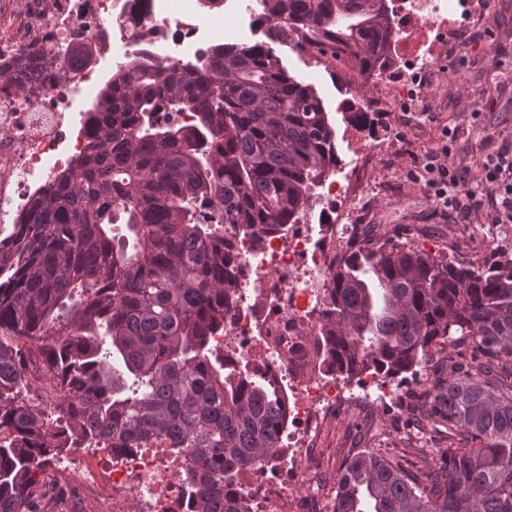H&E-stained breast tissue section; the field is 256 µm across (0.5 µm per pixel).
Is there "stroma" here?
Masks as SVG:
<instances>
[{
	"label": "stroma",
	"instance_id": "35a3bbf8",
	"mask_svg": "<svg viewBox=\"0 0 512 512\" xmlns=\"http://www.w3.org/2000/svg\"><path fill=\"white\" fill-rule=\"evenodd\" d=\"M277 53L291 75L317 88L336 132L339 158H352L368 140L395 138L392 153L378 161L376 176L386 194L371 210L368 222L374 229H403V243L477 266L512 253L511 245L493 238L490 203L474 208L467 193L478 183L488 156L512 146V0H485L483 12L459 26L444 56L420 73L418 111L380 113L375 127L366 131L354 130L350 115L339 111L346 89L334 73L294 44L278 46ZM443 147L449 165L466 179L449 206L436 201L431 175L421 164ZM431 376L425 366L418 377L384 384L346 380L343 412L318 432L291 496L309 512H333L342 465L366 449L394 462H416L422 469L435 466L436 452L420 451L406 428L419 414Z\"/></svg>",
	"mask_w": 512,
	"mask_h": 512
}]
</instances>
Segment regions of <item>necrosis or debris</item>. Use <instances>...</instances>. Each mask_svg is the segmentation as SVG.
I'll return each mask as SVG.
<instances>
[{
  "label": "necrosis or debris",
  "mask_w": 512,
  "mask_h": 512,
  "mask_svg": "<svg viewBox=\"0 0 512 512\" xmlns=\"http://www.w3.org/2000/svg\"><path fill=\"white\" fill-rule=\"evenodd\" d=\"M232 0H10V18L0 27V229L18 223L32 198L87 144L85 117L74 93L91 90L109 61L141 60L149 47L156 61L197 63L212 40L209 22L231 10L229 42L245 45L252 33H265L253 6ZM483 0H390L397 37L388 48L389 64L359 73L350 51L319 57L348 88L377 84L376 98L351 97L342 109L365 126V114L386 111L393 98L414 89L412 76L440 53L443 43L431 31L455 32L461 15L481 13ZM108 23L92 61L69 67L68 49L89 38L92 23ZM56 60L53 71L26 58L28 49ZM25 92H18V85ZM379 143L361 147L351 163H336L322 178L315 209L297 223L255 240L224 229V258L235 276L228 295L224 331L213 346L229 363L272 380L286 407V441L291 456L274 454L271 479L249 476L241 493L251 512H298L288 498V481L298 453L311 448L318 427L343 404L341 384L326 367L320 325L328 307L332 275L364 248L370 201L377 191L369 175ZM93 512H192L189 494L176 475L185 459L163 447L70 448L56 461L67 478L75 461Z\"/></svg>",
  "instance_id": "1"
}]
</instances>
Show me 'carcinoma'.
Here are the masks:
<instances>
[{
	"mask_svg": "<svg viewBox=\"0 0 512 512\" xmlns=\"http://www.w3.org/2000/svg\"><path fill=\"white\" fill-rule=\"evenodd\" d=\"M258 4L264 41L117 67L87 112L84 158L0 237V512H53L50 456L104 439L178 448L196 512H251L240 481L280 449L285 408L266 377L211 359L234 285L221 230L296 223L336 161L322 98L275 46L302 29L374 69L394 36L388 0ZM162 102L191 122L161 117ZM320 336L334 372L384 382L466 347L426 404L448 434L438 469L355 455L334 512H512V258L360 251L334 274ZM34 354L59 387L52 410L30 394Z\"/></svg>",
	"mask_w": 512,
	"mask_h": 512,
	"instance_id": "cac0c4a2",
	"label": "carcinoma"
}]
</instances>
